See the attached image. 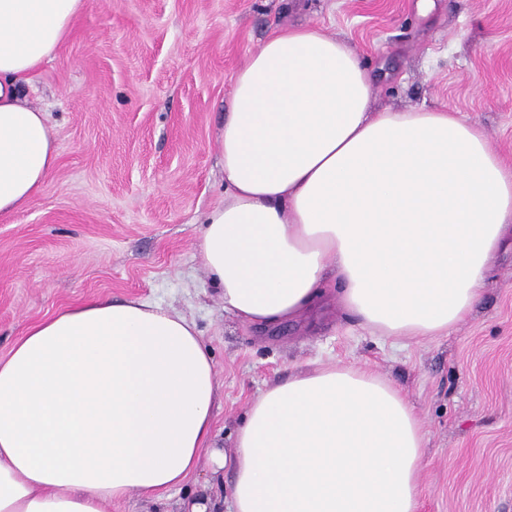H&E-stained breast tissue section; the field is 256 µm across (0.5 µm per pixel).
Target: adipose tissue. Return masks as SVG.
<instances>
[{
  "mask_svg": "<svg viewBox=\"0 0 512 512\" xmlns=\"http://www.w3.org/2000/svg\"><path fill=\"white\" fill-rule=\"evenodd\" d=\"M88 0H0V220L59 157L25 90ZM218 148L223 204L196 258L250 327L336 298L359 327L447 335L480 301L512 228V167L448 111L373 112L347 44L273 32L231 78ZM220 394L195 324L143 299H88L39 320L0 358V512H106L182 487ZM424 433L377 374L335 362L267 386L218 465L229 512H419Z\"/></svg>",
  "mask_w": 512,
  "mask_h": 512,
  "instance_id": "obj_1",
  "label": "adipose tissue"
}]
</instances>
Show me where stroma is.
<instances>
[{
    "mask_svg": "<svg viewBox=\"0 0 512 512\" xmlns=\"http://www.w3.org/2000/svg\"><path fill=\"white\" fill-rule=\"evenodd\" d=\"M345 40L373 110H448L512 166V0H88L31 102L59 160L44 192L0 221V357L25 328L89 298H141L194 322L221 384L209 451L163 497L109 512H226L212 449H228L268 384L336 361L394 383L426 438L420 512H512V241L448 335L394 340L338 308L265 331L240 325L195 256L224 201L217 137L231 77L277 28Z\"/></svg>",
    "mask_w": 512,
    "mask_h": 512,
    "instance_id": "obj_1",
    "label": "stroma"
}]
</instances>
